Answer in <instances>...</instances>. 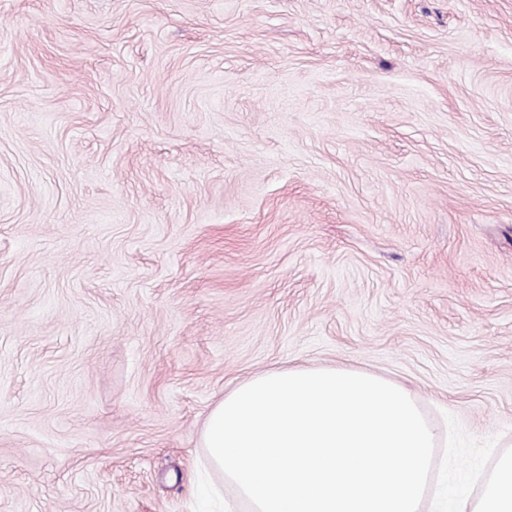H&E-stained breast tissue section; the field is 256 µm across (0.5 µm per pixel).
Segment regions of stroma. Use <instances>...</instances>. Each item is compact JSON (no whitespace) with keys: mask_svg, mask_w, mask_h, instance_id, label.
Masks as SVG:
<instances>
[{"mask_svg":"<svg viewBox=\"0 0 512 512\" xmlns=\"http://www.w3.org/2000/svg\"><path fill=\"white\" fill-rule=\"evenodd\" d=\"M288 365L412 393L420 512L512 446V0H0V512H248Z\"/></svg>","mask_w":512,"mask_h":512,"instance_id":"1","label":"stroma"}]
</instances>
